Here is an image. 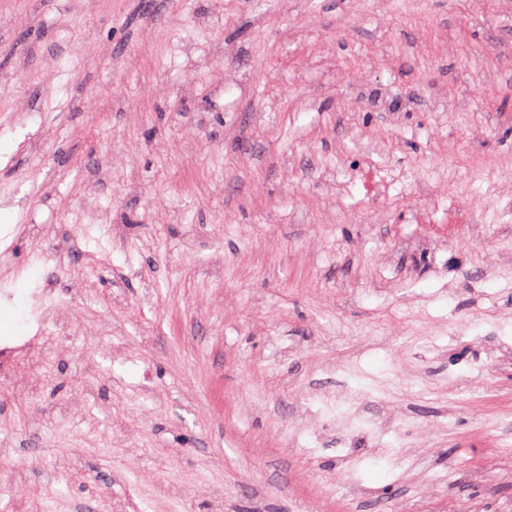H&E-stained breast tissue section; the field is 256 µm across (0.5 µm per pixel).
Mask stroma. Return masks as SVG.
<instances>
[{
	"label": "stroma",
	"instance_id": "stroma-1",
	"mask_svg": "<svg viewBox=\"0 0 512 512\" xmlns=\"http://www.w3.org/2000/svg\"><path fill=\"white\" fill-rule=\"evenodd\" d=\"M0 237V512H512V0H0Z\"/></svg>",
	"mask_w": 512,
	"mask_h": 512
}]
</instances>
